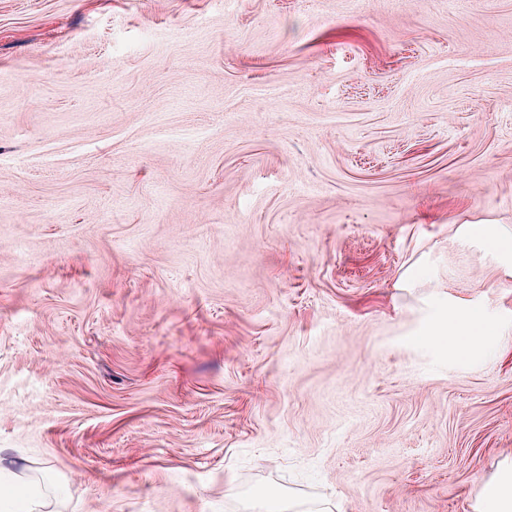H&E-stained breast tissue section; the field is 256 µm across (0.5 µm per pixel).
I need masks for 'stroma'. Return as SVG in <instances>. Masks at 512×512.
<instances>
[{
  "instance_id": "35a3bbf8",
  "label": "stroma",
  "mask_w": 512,
  "mask_h": 512,
  "mask_svg": "<svg viewBox=\"0 0 512 512\" xmlns=\"http://www.w3.org/2000/svg\"><path fill=\"white\" fill-rule=\"evenodd\" d=\"M505 229L512 0H0V451L62 512H478ZM486 320L477 308L469 309L462 317H448V343L467 352L487 341L490 334L484 327Z\"/></svg>"
}]
</instances>
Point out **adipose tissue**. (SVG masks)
<instances>
[{
  "instance_id": "ef3b65f1",
  "label": "adipose tissue",
  "mask_w": 512,
  "mask_h": 512,
  "mask_svg": "<svg viewBox=\"0 0 512 512\" xmlns=\"http://www.w3.org/2000/svg\"><path fill=\"white\" fill-rule=\"evenodd\" d=\"M483 313L469 309L462 317L449 318L448 341L462 351H470L487 341ZM22 467L0 455V512H49L53 495L39 481L23 477Z\"/></svg>"
}]
</instances>
